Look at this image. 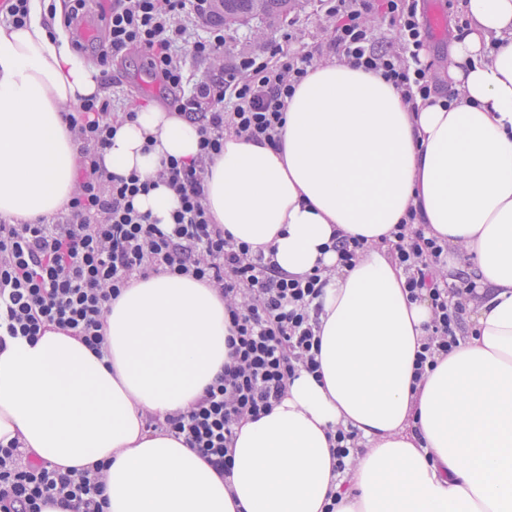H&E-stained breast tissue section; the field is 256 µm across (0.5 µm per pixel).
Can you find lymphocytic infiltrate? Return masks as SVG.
<instances>
[{"instance_id": "obj_1", "label": "lymphocytic infiltrate", "mask_w": 512, "mask_h": 512, "mask_svg": "<svg viewBox=\"0 0 512 512\" xmlns=\"http://www.w3.org/2000/svg\"><path fill=\"white\" fill-rule=\"evenodd\" d=\"M333 19L328 42L290 50L271 41L238 69L194 77V60L224 52V24L210 14L212 0H110L104 32L92 46L100 63L143 53L149 71L169 92L167 103L196 125L199 152L186 160H162L154 176L110 174L103 152L115 124L135 110L116 112L107 84L81 99L64 120L78 146V190L52 217L31 224L0 218V350L8 340L35 341L49 330L81 340L95 354L106 345L104 315L122 288L152 274L189 276L215 288L230 320V360L185 410L146 413L147 429L184 438L222 479H230L229 452L236 431L270 413L288 394L296 371L319 369L315 301L331 275L281 271L263 254L212 223L203 204L205 173L224 149L225 136L279 145L285 100L324 55L346 59L380 74L407 101L429 99L438 87L420 54L427 32L419 0H323ZM380 12L393 29L378 36L367 24ZM165 183L178 208L168 224L135 210L136 196ZM423 224H398L388 250L406 275L409 299L426 298L433 318L416 354L414 377L422 379L436 357L450 354L476 288L468 277L449 283L441 268L448 245L427 236ZM107 466L68 470L35 458L19 438L0 444V512H42L65 503L72 512H103Z\"/></svg>"}]
</instances>
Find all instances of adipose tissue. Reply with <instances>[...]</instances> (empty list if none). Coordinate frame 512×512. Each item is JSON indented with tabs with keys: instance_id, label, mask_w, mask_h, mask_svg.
Masks as SVG:
<instances>
[{
	"instance_id": "adipose-tissue-1",
	"label": "adipose tissue",
	"mask_w": 512,
	"mask_h": 512,
	"mask_svg": "<svg viewBox=\"0 0 512 512\" xmlns=\"http://www.w3.org/2000/svg\"><path fill=\"white\" fill-rule=\"evenodd\" d=\"M470 19L449 48L448 96L411 111L400 91L350 62H325L285 102L280 147L228 136L208 167L213 223L278 267L335 265L334 233L367 251L318 299V373L235 439L223 481L143 414L187 408L229 358L224 302L189 277L135 280L104 318L108 355L57 331L0 352V442L62 468L109 464L105 512H512V0H461ZM30 18L0 25V216L58 212L77 186L63 120L99 90V69L64 34ZM197 128L160 105L121 123L106 169L153 176L192 158ZM417 209L448 242L449 276L477 285L459 347L421 382L413 368L426 299L408 300L383 236ZM357 429L352 471L335 470L329 433Z\"/></svg>"
}]
</instances>
